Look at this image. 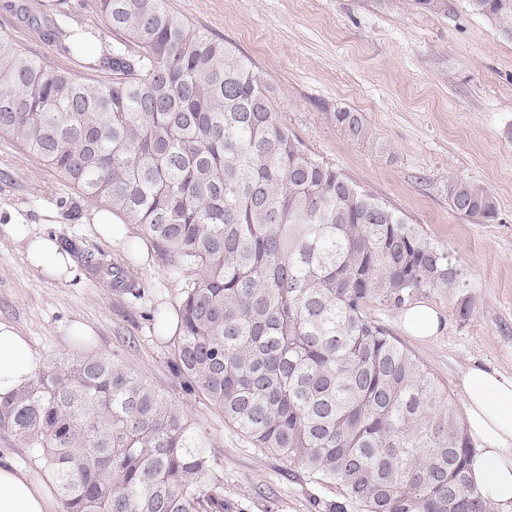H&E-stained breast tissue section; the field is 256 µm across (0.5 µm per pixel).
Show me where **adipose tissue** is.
Listing matches in <instances>:
<instances>
[{
  "mask_svg": "<svg viewBox=\"0 0 512 512\" xmlns=\"http://www.w3.org/2000/svg\"><path fill=\"white\" fill-rule=\"evenodd\" d=\"M38 366L28 341L14 326L0 322V395L27 383ZM465 425L477 446L469 476L494 506L512 508V378L479 367L461 377ZM0 512H53L49 490L26 472L0 463Z\"/></svg>",
  "mask_w": 512,
  "mask_h": 512,
  "instance_id": "obj_1",
  "label": "adipose tissue"
}]
</instances>
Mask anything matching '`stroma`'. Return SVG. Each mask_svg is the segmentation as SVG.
I'll return each instance as SVG.
<instances>
[{"label": "stroma", "instance_id": "1", "mask_svg": "<svg viewBox=\"0 0 512 512\" xmlns=\"http://www.w3.org/2000/svg\"><path fill=\"white\" fill-rule=\"evenodd\" d=\"M0 0V28L35 55L86 75L90 59L50 48ZM447 14L409 0H167L210 37L247 56L265 75L290 132L315 155L422 225L467 272L473 313L461 320L447 293L420 291L441 315L435 338L405 333L402 308L368 312L411 349L462 401L459 377L478 366L512 377V39L464 0ZM362 113L367 143L351 141L333 114ZM466 179L494 195L498 217L471 224L450 207L448 185ZM86 203L63 178L0 138V321L12 324L48 365L76 353H119L153 387L186 409L224 482V512H366L336 485L253 447L222 410L185 390L171 368L172 339L160 318L177 314L193 268L176 267L139 224L147 252L101 237ZM69 243L67 275L34 267L17 231ZM117 264L141 286L135 298L112 286L100 264ZM91 343L77 342L74 324ZM0 460L39 485L54 482L31 449L0 433Z\"/></svg>", "mask_w": 512, "mask_h": 512}]
</instances>
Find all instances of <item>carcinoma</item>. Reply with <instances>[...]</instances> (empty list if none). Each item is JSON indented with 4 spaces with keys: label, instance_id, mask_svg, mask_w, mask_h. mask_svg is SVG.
Returning a JSON list of instances; mask_svg holds the SVG:
<instances>
[{
    "label": "carcinoma",
    "instance_id": "1",
    "mask_svg": "<svg viewBox=\"0 0 512 512\" xmlns=\"http://www.w3.org/2000/svg\"><path fill=\"white\" fill-rule=\"evenodd\" d=\"M512 38V0H467ZM448 13V0H412ZM116 36L85 77L0 33V136L89 203L143 226L196 279L171 366L255 448L340 487L368 512H497L471 484L472 453L448 388L366 312L448 292L471 316L465 271L419 224L288 131L245 56L166 0H89ZM8 8L53 43L61 18ZM352 140L359 112H335ZM472 224L497 203L448 184ZM122 291L125 272L104 266ZM0 431L33 450L63 512H224L206 441L188 412L117 353L79 354L0 396Z\"/></svg>",
    "mask_w": 512,
    "mask_h": 512
}]
</instances>
